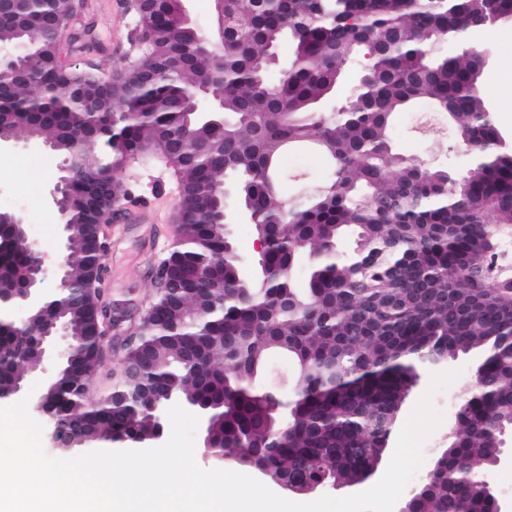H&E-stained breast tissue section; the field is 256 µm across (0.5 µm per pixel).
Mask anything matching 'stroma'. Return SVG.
Returning <instances> with one entry per match:
<instances>
[{
	"mask_svg": "<svg viewBox=\"0 0 512 512\" xmlns=\"http://www.w3.org/2000/svg\"><path fill=\"white\" fill-rule=\"evenodd\" d=\"M88 20L93 37L102 46L107 58L106 72H124L145 53L142 45L119 48L120 39L136 28L134 11L123 9L117 0H88ZM476 46L486 51L487 59L480 77L482 96L493 111V120L500 133L512 141V23L476 35ZM399 150L428 164H442L460 170L470 162V155L454 131L423 107L398 114L393 123ZM62 154L45 147L19 145L0 150V194L16 195L9 208L21 212L30 234L44 253L47 266H54L63 244L61 219L46 194L60 176ZM288 174L289 192L318 184L327 175L324 161L309 149L289 150L283 161ZM116 178L131 182L134 192L124 205L123 218L108 231V251L105 256V278L109 299L127 313L154 296L155 285L149 274L151 266L169 252L175 232L174 225L165 221V212L178 206L179 188L163 163L143 157L119 170ZM476 361L462 355L448 360L447 369H462L460 379L448 390L437 393L434 406L443 412L445 422L426 440L423 446L424 469H431L441 448L447 443L449 421H452L458 400L472 383Z\"/></svg>",
	"mask_w": 512,
	"mask_h": 512,
	"instance_id": "1",
	"label": "stroma"
}]
</instances>
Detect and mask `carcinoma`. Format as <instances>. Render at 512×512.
<instances>
[{
	"instance_id": "obj_1",
	"label": "carcinoma",
	"mask_w": 512,
	"mask_h": 512,
	"mask_svg": "<svg viewBox=\"0 0 512 512\" xmlns=\"http://www.w3.org/2000/svg\"><path fill=\"white\" fill-rule=\"evenodd\" d=\"M241 20L224 45V127L194 124L181 151L164 143L181 131L188 108L173 95L213 72L197 36L162 26L152 54L168 70V92L136 97V68L112 87V112H137L107 146L115 168L125 153L151 150L175 176L181 205L199 221L177 225L171 271L206 265L224 283V311L209 293L177 281L161 303L160 324L171 328L126 353L142 367L139 413L123 397L89 406L75 380L98 361L85 342L91 293L69 301L82 332L70 348L49 409L61 426L92 444L151 435L146 413L173 392L209 405L224 437V454L258 465L273 482L300 481L352 488L369 478L385 452L401 407L421 373L472 352L480 360L460 400L456 433L418 487L415 512H489L492 493L474 465L490 466L502 452L496 427L512 422V313L493 294H471L464 282L486 264L484 235L512 224V147L492 122L479 93L483 54L472 36L512 21V0H229ZM171 0H154L149 18L164 20ZM24 44L43 61L40 83L84 82L98 75L62 70L43 35L0 27V44ZM288 47V71L267 78V55ZM369 56L344 106L322 110L352 63ZM419 103L448 119L473 162L461 171L433 167L399 153L391 119ZM50 113L39 139H60L59 124L77 128L80 108L56 111L57 101L19 86L4 111ZM308 145L329 166L315 188L287 195L280 167L293 146ZM249 212L256 235L269 241L254 276L243 279L227 229L206 220L226 181ZM90 209L75 192L69 222L83 226ZM354 236L344 254L337 244ZM88 241L69 243L68 276L86 279ZM4 270L30 266L21 251L3 255ZM30 335L14 336L0 322V377H19L38 362ZM288 355L296 380L288 439L275 443L279 400L257 378L272 353Z\"/></svg>"
}]
</instances>
